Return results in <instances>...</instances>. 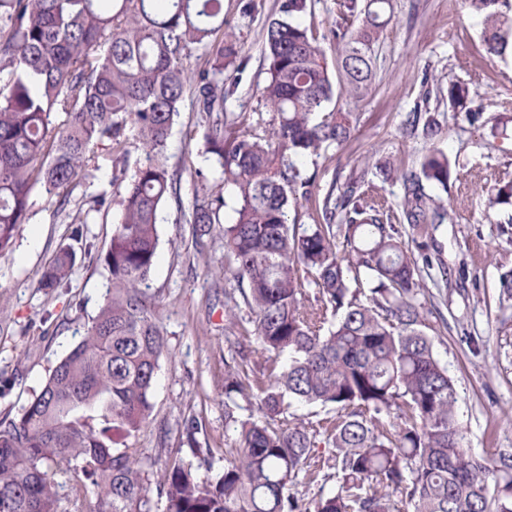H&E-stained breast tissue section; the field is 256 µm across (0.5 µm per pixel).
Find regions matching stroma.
<instances>
[{
	"label": "stroma",
	"instance_id": "35a3bbf8",
	"mask_svg": "<svg viewBox=\"0 0 512 512\" xmlns=\"http://www.w3.org/2000/svg\"><path fill=\"white\" fill-rule=\"evenodd\" d=\"M224 0V24L236 33L244 67L236 72L237 93L227 111L246 112L271 121L259 94L265 83V24L278 0ZM394 14L374 44L375 77L359 101L341 96L333 107L360 115L351 139L311 158L316 172L313 199H323L334 179H346L365 159H392L419 166L429 147L456 158V176L448 182L453 223L443 225L446 272L465 271L466 279L448 304L447 325H436L434 352L447 366L459 394V416L472 452L495 457L512 448V319L498 309L500 276L512 269V224L485 217L486 187L512 180V139L495 137L491 128L512 118V58H480L481 26L464 0H393ZM465 84L484 105L483 125L469 124L448 110V85ZM421 112L440 126L434 143L404 128L408 113ZM203 128L198 113L183 107L168 140L169 167L181 177L179 200L160 212L158 248L148 292L154 297L167 351L159 361L148 428L133 445L157 477L170 456L197 465L198 454L212 452V470L224 468L226 443L239 421L257 409L258 399L237 397L232 417L224 415V377L228 347L224 336V288L219 269L223 242L213 238L196 247L183 212L191 205L196 170L212 175L204 162ZM94 181H77L66 213L54 201L34 193L30 218L18 228L12 249L0 255V417L20 415L57 363L80 340L102 305L109 274L97 256L107 249L117 221L115 208L91 213L84 237L91 254L79 257L67 285L46 290L42 276L61 245L70 241L67 213L82 208L91 194H111L112 158L98 152ZM442 271V272H445ZM442 272L433 271V278ZM202 423L195 444H188L190 418Z\"/></svg>",
	"mask_w": 512,
	"mask_h": 512
}]
</instances>
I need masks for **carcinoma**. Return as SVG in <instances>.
<instances>
[{"instance_id": "1", "label": "carcinoma", "mask_w": 512, "mask_h": 512, "mask_svg": "<svg viewBox=\"0 0 512 512\" xmlns=\"http://www.w3.org/2000/svg\"><path fill=\"white\" fill-rule=\"evenodd\" d=\"M468 4L484 53L512 55V0ZM310 8L280 0L266 24L261 98L274 118L262 130L224 111L237 91L224 71L243 60L223 0H0V254L27 223L34 191L65 210L99 148L113 155L119 211L99 256L111 282L104 303L23 413L0 418V512H58V472L75 481L76 512H152L148 471L128 441L149 425L166 351L143 285L159 210L177 195L165 152L187 100L217 177L200 182L184 218L199 238L220 235L224 280L242 298L225 310V331L241 356L254 338L269 366L227 372L225 408L254 392L260 419L240 423L214 478L167 463L156 481L167 512H512V449L486 459L467 448L454 382L428 334L430 318L445 321L447 293L434 299L423 272L439 254V227L453 223L432 190L448 191L456 162L432 147L418 170L366 163L315 202L318 220L288 223L317 176L299 161L355 131V113L326 107L369 90L373 42L392 14L391 0H338L333 73L303 22ZM195 52L206 68H190ZM469 95L448 83V109L473 125L484 107ZM130 130L143 161L129 175ZM374 172L401 184L397 205L362 190ZM227 187L236 197L228 220ZM507 204L512 182L495 185L487 213ZM75 264L71 246L60 247L40 287L63 286ZM511 308L510 270L499 310ZM292 402L323 413L294 423ZM318 479L328 492L308 502L291 492Z\"/></svg>"}]
</instances>
